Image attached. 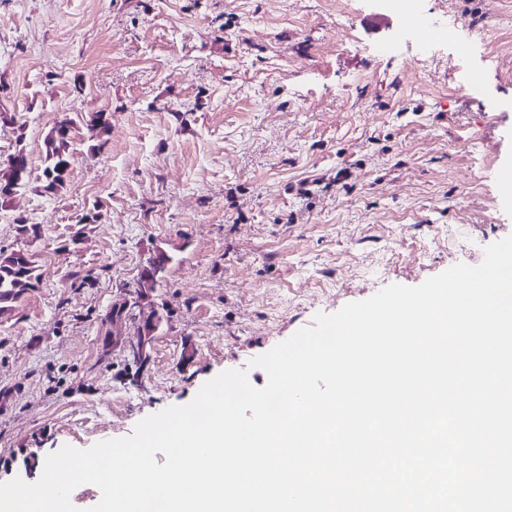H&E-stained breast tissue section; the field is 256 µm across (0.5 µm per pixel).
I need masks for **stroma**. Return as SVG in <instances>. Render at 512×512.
I'll return each mask as SVG.
<instances>
[{
  "instance_id": "35a3bbf8",
  "label": "stroma",
  "mask_w": 512,
  "mask_h": 512,
  "mask_svg": "<svg viewBox=\"0 0 512 512\" xmlns=\"http://www.w3.org/2000/svg\"><path fill=\"white\" fill-rule=\"evenodd\" d=\"M421 6L490 37L465 58L435 42L429 68L381 0H0V155L23 149L34 183L0 201V248L41 273L0 318V482L131 435L225 370L263 387L251 359L316 313L512 233V0ZM477 72L484 96H461ZM65 117L71 164L46 193ZM75 124L73 119L58 122L46 138V166L43 170V185L47 193H55L63 187L70 167V135Z\"/></svg>"
}]
</instances>
